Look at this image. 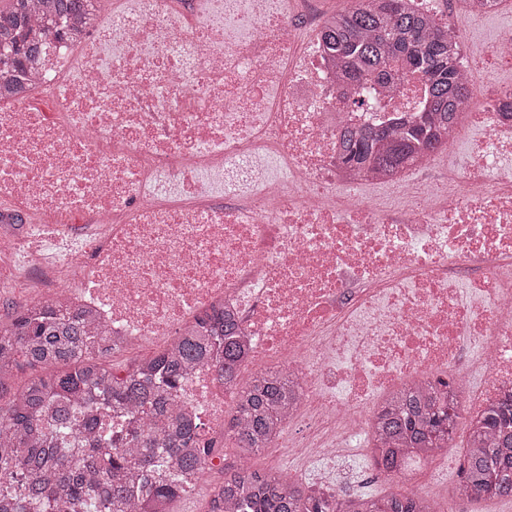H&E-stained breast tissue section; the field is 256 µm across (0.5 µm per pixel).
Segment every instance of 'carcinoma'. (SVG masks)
I'll return each instance as SVG.
<instances>
[{
  "instance_id": "1",
  "label": "carcinoma",
  "mask_w": 512,
  "mask_h": 512,
  "mask_svg": "<svg viewBox=\"0 0 512 512\" xmlns=\"http://www.w3.org/2000/svg\"><path fill=\"white\" fill-rule=\"evenodd\" d=\"M410 0H368L328 17L324 44L336 54L341 77L362 91L356 108L369 103L366 82L383 72L408 70L427 80L428 109L396 134L377 128L344 137L342 160L360 172L389 174L434 148L455 119L466 87L460 45L409 7ZM100 0H47L41 16L78 19L94 26ZM43 39L28 0H0V46L11 63L0 68V97ZM195 336L159 356L109 362L112 349L90 336L94 324L79 309L22 308L0 325V512H156L191 487L221 449L193 446L199 433L184 408L168 400L208 352H224V378H235L234 325L224 312L200 324ZM46 373L14 391L21 364ZM288 377L271 371L250 377L237 391L225 434L241 456L222 469L214 492L225 512H434L407 492L383 496L342 494L320 485L295 487L277 469L243 467L264 451L294 399ZM462 407L433 388L392 396L377 414L368 442L380 472L391 479L401 460L444 451ZM461 483L474 500L512 496V400L490 406L467 427Z\"/></svg>"
}]
</instances>
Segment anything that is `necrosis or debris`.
Wrapping results in <instances>:
<instances>
[{
  "label": "necrosis or debris",
  "instance_id": "necrosis-or-debris-1",
  "mask_svg": "<svg viewBox=\"0 0 512 512\" xmlns=\"http://www.w3.org/2000/svg\"><path fill=\"white\" fill-rule=\"evenodd\" d=\"M503 0H463L459 34ZM46 31L0 103L4 264L27 271L28 308L78 307L113 355L176 346L212 310L243 338L238 373L272 368L297 388L280 430L308 462L368 436L399 390L448 383L479 416L512 395V84L467 81L439 148L392 175L357 178L340 136L420 115L419 75L378 79L348 108L319 28L290 0H121L82 43ZM467 166L414 182L469 127ZM239 388L223 362L174 390L203 441H223Z\"/></svg>",
  "mask_w": 512,
  "mask_h": 512
}]
</instances>
